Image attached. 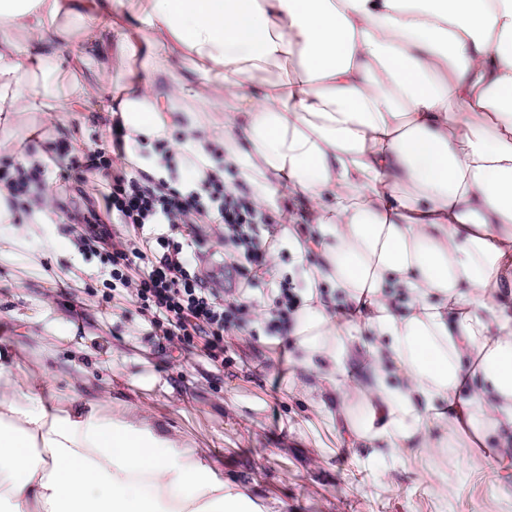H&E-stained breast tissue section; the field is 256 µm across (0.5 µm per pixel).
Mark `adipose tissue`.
I'll return each mask as SVG.
<instances>
[{
  "instance_id": "adipose-tissue-1",
  "label": "adipose tissue",
  "mask_w": 512,
  "mask_h": 512,
  "mask_svg": "<svg viewBox=\"0 0 512 512\" xmlns=\"http://www.w3.org/2000/svg\"><path fill=\"white\" fill-rule=\"evenodd\" d=\"M111 47L142 60L117 104L133 138L183 133L258 207L294 201L291 383L356 467L420 459L444 502L447 449L512 465V0H0V161L103 98L63 63ZM7 196L0 268L42 274L54 193L24 219ZM88 352L65 395L0 348V512H255L209 452L100 388Z\"/></svg>"
}]
</instances>
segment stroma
I'll return each mask as SVG.
<instances>
[{"mask_svg":"<svg viewBox=\"0 0 512 512\" xmlns=\"http://www.w3.org/2000/svg\"><path fill=\"white\" fill-rule=\"evenodd\" d=\"M105 129L99 102L81 110L64 133L45 128L53 153L92 146ZM47 179L56 198L51 216L64 233L56 259H45V278L0 280V314L25 313L44 305L74 326L75 340L87 341L90 371L113 360L120 389L152 414L180 431L189 446L209 450L225 477L250 489L264 512H512V470L487 476L481 448H452L449 471L456 494L439 502L427 480L414 468L399 469L383 479L353 474L351 452L337 431L315 424L313 406L289 395L293 340L278 337L269 318L246 310L224 338V366L215 368L198 347L153 336L130 293L112 295V267L101 251L88 250L82 238L94 218V184L61 181L58 167L47 164ZM233 245L217 224L198 229L195 251L202 271L215 270ZM85 268L68 278L75 265ZM15 348L37 367L44 350L56 358L52 368L59 389L75 373L66 363L67 343L19 335ZM313 427H306V420Z\"/></svg>","mask_w":512,"mask_h":512,"instance_id":"35a3bbf8","label":"stroma"}]
</instances>
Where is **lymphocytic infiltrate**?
I'll return each mask as SVG.
<instances>
[{
	"label": "lymphocytic infiltrate",
	"mask_w": 512,
	"mask_h": 512,
	"mask_svg": "<svg viewBox=\"0 0 512 512\" xmlns=\"http://www.w3.org/2000/svg\"><path fill=\"white\" fill-rule=\"evenodd\" d=\"M129 145L128 131L116 117L102 144L69 164L80 181L102 179L106 214L138 240L135 246L113 249L112 286L133 289L141 309L150 314L154 335L184 343L200 338L211 363L222 367L224 335L237 325L247 303L224 298L220 289L199 276L189 227L206 217L223 225L225 239L239 249L225 272L251 273L258 284L275 245L270 218L248 194L234 192L209 176L194 177L192 188L185 191H161L142 171L115 166V158L125 157Z\"/></svg>",
	"instance_id": "f902f5d3"
}]
</instances>
